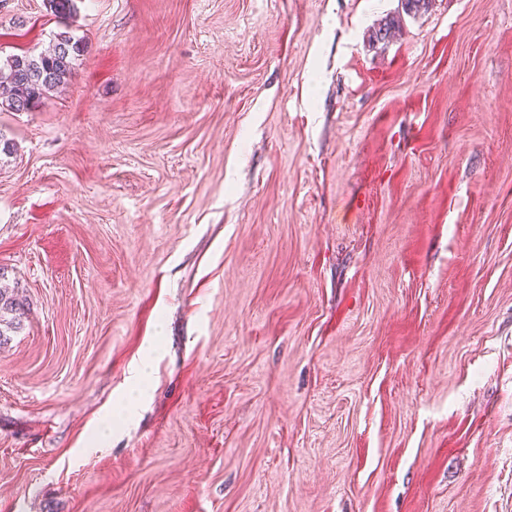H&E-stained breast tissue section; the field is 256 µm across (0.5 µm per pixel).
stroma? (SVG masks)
Masks as SVG:
<instances>
[{
	"mask_svg": "<svg viewBox=\"0 0 512 512\" xmlns=\"http://www.w3.org/2000/svg\"><path fill=\"white\" fill-rule=\"evenodd\" d=\"M76 5L0 0L83 44L0 112V512H512V0ZM8 271L5 268H0V344L4 336H7V332H15V329L20 328V315L22 313L17 312L22 310V301L15 294L14 289H11L8 284L1 285V280L6 281ZM7 314H12L10 319L6 318Z\"/></svg>",
	"mask_w": 512,
	"mask_h": 512,
	"instance_id": "obj_1",
	"label": "stroma"
}]
</instances>
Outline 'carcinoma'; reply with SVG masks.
<instances>
[{
  "mask_svg": "<svg viewBox=\"0 0 512 512\" xmlns=\"http://www.w3.org/2000/svg\"><path fill=\"white\" fill-rule=\"evenodd\" d=\"M60 19L76 11V0H47ZM83 52L82 43L69 32L57 33L49 48L37 55H11L0 60V112H28L47 93L65 84L76 69ZM22 301L7 285H0V342L7 332L20 328L17 312ZM11 318H6V315Z\"/></svg>",
  "mask_w": 512,
  "mask_h": 512,
  "instance_id": "1",
  "label": "carcinoma"
}]
</instances>
